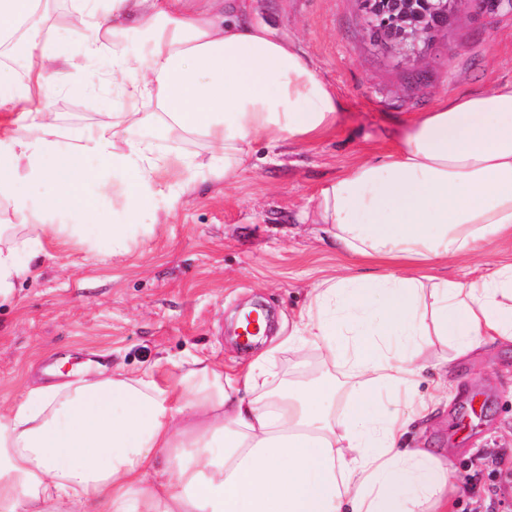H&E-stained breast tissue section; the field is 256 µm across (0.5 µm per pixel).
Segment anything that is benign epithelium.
Returning <instances> with one entry per match:
<instances>
[{
    "instance_id": "7a95c632",
    "label": "benign epithelium",
    "mask_w": 512,
    "mask_h": 512,
    "mask_svg": "<svg viewBox=\"0 0 512 512\" xmlns=\"http://www.w3.org/2000/svg\"><path fill=\"white\" fill-rule=\"evenodd\" d=\"M362 26L382 49L403 59L421 56L442 22L470 0H359Z\"/></svg>"
}]
</instances>
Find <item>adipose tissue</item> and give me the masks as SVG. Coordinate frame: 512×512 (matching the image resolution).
<instances>
[{"label":"adipose tissue","instance_id":"obj_1","mask_svg":"<svg viewBox=\"0 0 512 512\" xmlns=\"http://www.w3.org/2000/svg\"><path fill=\"white\" fill-rule=\"evenodd\" d=\"M77 2L89 34L74 55L45 32L44 0H0V54L28 62L19 79L0 70V200L27 226L0 237V301L48 245L95 236L125 252L130 225L100 223L92 206L81 224L28 221L27 187L44 189L49 212L76 203L84 155L127 173L134 215L169 174L181 177L174 205L198 175L156 156L143 128L207 140L209 173L229 182L256 141L307 140L339 119L293 43L240 21L244 0ZM100 61L123 109L64 143L47 78ZM315 211L339 254L382 268L313 288L287 344L300 366L317 353L318 376L277 378L272 347L233 374L202 360L167 380L92 361L34 384L0 408V512H450L452 461L402 441L447 400L449 359L512 344V262L464 282L436 274L512 241V82L414 115L389 153L322 185ZM436 343L453 356L424 393L421 356Z\"/></svg>","mask_w":512,"mask_h":512}]
</instances>
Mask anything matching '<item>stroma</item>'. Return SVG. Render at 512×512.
I'll list each match as a JSON object with an SVG mask.
<instances>
[{
	"label": "stroma",
	"mask_w": 512,
	"mask_h": 512,
	"mask_svg": "<svg viewBox=\"0 0 512 512\" xmlns=\"http://www.w3.org/2000/svg\"><path fill=\"white\" fill-rule=\"evenodd\" d=\"M245 20L270 26L334 89L341 121L318 137L253 146L250 170L227 184L197 178L177 205L129 216L123 174L94 157L90 200L100 221H131L127 252L105 240L48 247L39 274L0 306V405L57 363L103 354L129 372L177 374L198 358L225 370L254 353L234 338L245 306L261 305L286 337L321 278L343 273L306 213L323 183L393 146L406 119L439 100L512 81V10L469 8L415 62L364 36L358 0H250ZM63 139L111 122L120 103L96 67L48 82ZM455 396L412 440L453 452L462 479L454 512H512V347L458 360Z\"/></svg>",
	"instance_id": "35a3bbf8"
}]
</instances>
